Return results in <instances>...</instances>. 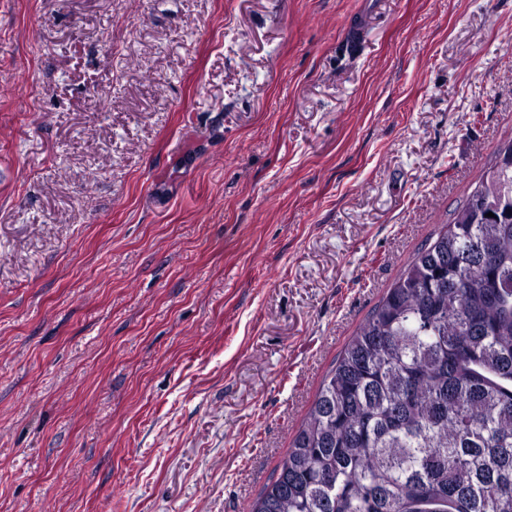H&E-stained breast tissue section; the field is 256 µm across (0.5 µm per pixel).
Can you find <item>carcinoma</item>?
Returning <instances> with one entry per match:
<instances>
[{
	"label": "carcinoma",
	"mask_w": 512,
	"mask_h": 512,
	"mask_svg": "<svg viewBox=\"0 0 512 512\" xmlns=\"http://www.w3.org/2000/svg\"><path fill=\"white\" fill-rule=\"evenodd\" d=\"M249 512H512V140L351 336Z\"/></svg>",
	"instance_id": "1"
}]
</instances>
